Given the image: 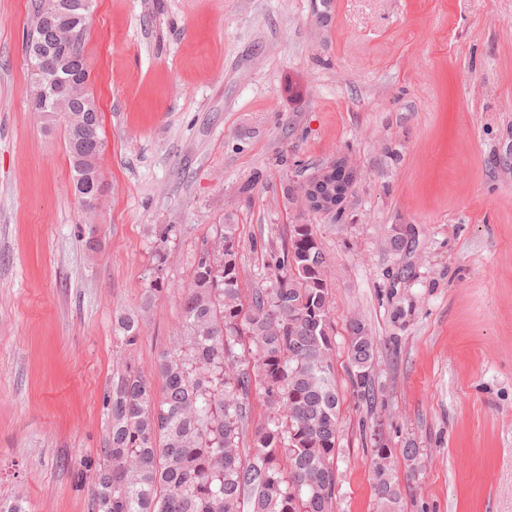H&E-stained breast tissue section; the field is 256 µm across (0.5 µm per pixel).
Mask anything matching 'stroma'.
<instances>
[{
  "label": "stroma",
  "instance_id": "obj_1",
  "mask_svg": "<svg viewBox=\"0 0 512 512\" xmlns=\"http://www.w3.org/2000/svg\"><path fill=\"white\" fill-rule=\"evenodd\" d=\"M31 14L0 0V497L88 512L73 473L102 446L113 364L152 375L226 221L244 287L264 284L252 244L287 232V189L345 159L344 212L304 218L331 277L334 510L380 512V440L401 512H512V0H95L92 215L61 121L30 110ZM129 312L131 350L113 338ZM355 318L378 344L370 403L351 383ZM115 339L119 340L126 347H133L137 344L140 335V322L135 313H125L117 319L115 326ZM375 447L372 460L375 495L383 511L398 512L402 493L391 468L392 450L379 443Z\"/></svg>",
  "mask_w": 512,
  "mask_h": 512
}]
</instances>
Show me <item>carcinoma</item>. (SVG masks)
Listing matches in <instances>:
<instances>
[{
  "instance_id": "obj_1",
  "label": "carcinoma",
  "mask_w": 512,
  "mask_h": 512,
  "mask_svg": "<svg viewBox=\"0 0 512 512\" xmlns=\"http://www.w3.org/2000/svg\"><path fill=\"white\" fill-rule=\"evenodd\" d=\"M58 26L44 15L39 52H52ZM76 31L69 76L86 67L84 21ZM56 108L74 178L103 181L102 156L89 145L79 164L71 145L70 122L93 116L95 99L48 102ZM240 250L236 225L225 224L199 254L172 345L155 363L159 385L130 362L112 369L103 448L74 475L90 488L88 512H334L339 391L324 249L313 225H290L279 246H261L266 284L248 290ZM139 335L135 313L117 319L115 339L131 348ZM375 351L367 332L349 343L352 384L368 400ZM373 453L377 500L399 512L392 450L378 444Z\"/></svg>"
}]
</instances>
